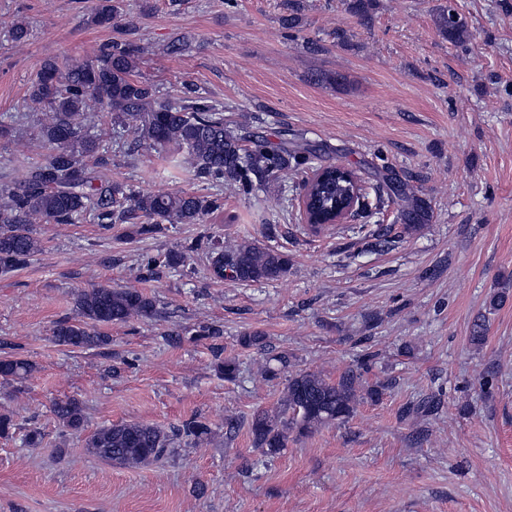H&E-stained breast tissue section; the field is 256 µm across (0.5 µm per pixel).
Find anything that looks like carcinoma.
<instances>
[{
	"instance_id": "obj_1",
	"label": "carcinoma",
	"mask_w": 512,
	"mask_h": 512,
	"mask_svg": "<svg viewBox=\"0 0 512 512\" xmlns=\"http://www.w3.org/2000/svg\"><path fill=\"white\" fill-rule=\"evenodd\" d=\"M118 18L114 0H95L90 21L108 24ZM446 39L463 43L469 37L466 23L451 6L436 20ZM142 47L133 39L109 42L92 55L75 58L59 67L52 60L33 85L30 108L41 113L39 135L45 144L43 157L13 176L0 190V273L14 271L38 253L40 244L32 225L53 221L73 224L91 216L101 223L129 224L139 221L137 232L150 234L159 225L200 224L206 215L222 206L221 193L201 196L188 192L135 191L112 181L100 167V142L91 134L87 115L107 112L118 122L115 137L130 128L136 134L133 151L141 146L162 154L176 152L192 176L206 179L218 188L225 185L249 189L256 183L297 172L307 163L312 149L290 151L271 148L262 135L239 134L224 126V108L202 96H183L161 102L153 85L137 78ZM249 142L245 148L242 142ZM379 188L387 200L398 205L406 228L424 223L425 211L414 199L407 183L384 177ZM345 184L334 178L310 197L311 206L324 209L343 195ZM210 275L240 282H272L288 274V254L242 241L229 245L221 239L209 242ZM184 262L179 252L166 253L148 263V268H175ZM155 312L153 298L134 287L98 286L76 295L75 318L54 329L58 344L92 348L108 342L98 330L101 324L149 317ZM33 365L23 359L0 360V383L9 385L32 374ZM380 391L364 385L358 369L345 371L332 383L315 371L288 376L278 406L256 412L251 421L255 447L274 456L288 446V434H307L352 415L366 399ZM52 411L63 427L79 432L84 410L76 398L55 401ZM210 429L197 420L185 422L177 436L199 445ZM174 436L149 424L124 422L105 426L84 440V448L116 466L152 464L174 447Z\"/></svg>"
}]
</instances>
